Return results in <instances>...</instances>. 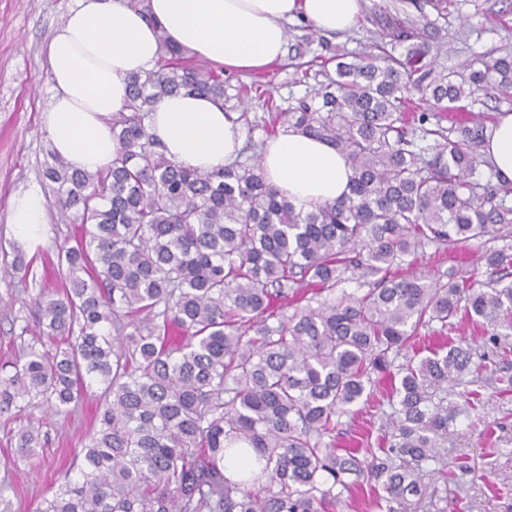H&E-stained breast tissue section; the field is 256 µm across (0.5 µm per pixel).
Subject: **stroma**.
Instances as JSON below:
<instances>
[{
	"instance_id": "35a3bbf8",
	"label": "stroma",
	"mask_w": 512,
	"mask_h": 512,
	"mask_svg": "<svg viewBox=\"0 0 512 512\" xmlns=\"http://www.w3.org/2000/svg\"><path fill=\"white\" fill-rule=\"evenodd\" d=\"M394 0H363L362 20L350 33L333 36L332 44L359 52L381 32L380 17L390 12ZM77 0H0V376L13 374V364L28 347L39 345L40 328L34 301L42 289H62V275L52 264L60 245H74V227L48 212L43 238L26 249L28 271L12 269L15 239L7 224L12 198L31 186L48 188L43 176L50 142L46 114L54 94L46 71L44 46L66 20ZM430 54L439 67L456 70L470 64L481 67L492 58L512 54V0H453L441 30L428 39ZM325 72L297 81L287 63L267 69L260 77L228 73L224 88L228 103L247 113L242 122L243 143L262 149L266 125L285 131L277 112H288L299 99L310 95ZM260 80L270 93L277 112L266 111L261 101H242L241 85ZM512 246V237L475 242L465 263H456L449 250L426 247L417 259L419 271L434 275L460 266L471 281L487 282L483 253ZM502 354L487 362L474 384L470 405L448 429L445 446L449 456L469 461L470 471H456L443 480L424 476L433 501L444 512H512V322L498 328ZM100 386H92L78 408L68 416L49 412L40 399L24 400L0 410V495L9 500L11 512H36L82 466V450L93 433ZM385 405L377 399L359 403L344 417L337 445L357 440L360 447L377 453L384 445L381 431ZM34 427L44 438L32 456L15 454L14 436Z\"/></svg>"
}]
</instances>
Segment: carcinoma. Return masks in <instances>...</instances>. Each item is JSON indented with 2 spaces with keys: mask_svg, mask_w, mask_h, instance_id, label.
I'll list each match as a JSON object with an SVG mask.
<instances>
[{
  "mask_svg": "<svg viewBox=\"0 0 512 512\" xmlns=\"http://www.w3.org/2000/svg\"><path fill=\"white\" fill-rule=\"evenodd\" d=\"M385 25L350 61L311 54L329 50L314 29L288 49L300 82L335 62V77L283 114L350 160L349 193L333 203L296 207L257 159L204 173L165 155L148 123L154 107L182 90L222 106L224 73L192 62L163 30L158 69L127 79L112 116L111 165L91 174L52 156L44 178L77 239L58 253L63 295L42 291L36 305L42 335L66 347L25 352L0 408L38 397L65 413L92 383L103 403L79 479L37 512H336L353 491L376 494L386 512H417L422 463L453 467L440 448L459 408L432 403L428 388L466 381L473 353L443 332L462 316L498 342L497 323L512 315V255H484L480 288L453 269L444 282L392 268L428 245L462 250L511 228L512 183L493 171L467 180L484 117L422 129L443 140L426 157L406 118L409 91L441 113L468 111L476 90L509 97L512 55L447 72L428 59L420 28L396 14ZM347 272L366 293L309 305ZM434 322L436 347L417 360L410 343ZM377 387L394 443L369 457L336 447L340 418ZM40 446L35 430L17 434L20 456ZM228 448L252 449L260 475L226 476Z\"/></svg>",
  "mask_w": 512,
  "mask_h": 512,
  "instance_id": "carcinoma-1",
  "label": "carcinoma"
}]
</instances>
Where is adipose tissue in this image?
Masks as SVG:
<instances>
[{"mask_svg":"<svg viewBox=\"0 0 512 512\" xmlns=\"http://www.w3.org/2000/svg\"><path fill=\"white\" fill-rule=\"evenodd\" d=\"M360 13L361 0H149L144 13L124 0H78L45 47L55 90L46 116L51 146L81 171L110 164L118 148L110 117L125 103L128 77L156 63L158 30L195 59L254 72L282 61L290 20L303 18L330 34L355 28ZM150 128L167 157L201 172L223 167L241 147L232 114L196 94L163 99ZM487 137L486 157L501 179L512 182V112L499 113ZM260 168L268 183L307 211L344 197L354 177L342 152L292 129L267 142ZM47 211L39 187L13 199L8 222L18 241L41 239Z\"/></svg>","mask_w":512,"mask_h":512,"instance_id":"obj_1","label":"adipose tissue"}]
</instances>
